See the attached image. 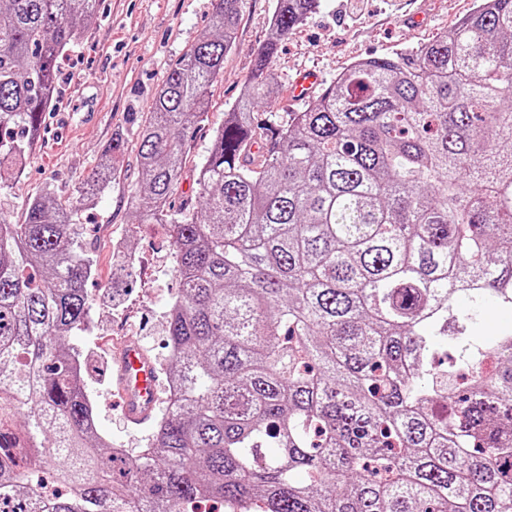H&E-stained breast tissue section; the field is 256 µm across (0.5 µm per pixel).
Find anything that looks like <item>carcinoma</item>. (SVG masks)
Masks as SVG:
<instances>
[{"mask_svg": "<svg viewBox=\"0 0 512 512\" xmlns=\"http://www.w3.org/2000/svg\"><path fill=\"white\" fill-rule=\"evenodd\" d=\"M98 2L0 0V191ZM246 4L220 0L144 120L133 202L168 227L179 288L166 407L139 455L98 433L68 340L91 323L93 273L71 210L46 191L23 223L0 217V512H512V331L473 333L488 306L512 312V0L357 62L274 125L254 112L278 94L272 58L321 6L277 0L199 207L175 211ZM124 153L118 135L76 206ZM51 453L65 493L47 498Z\"/></svg>", "mask_w": 512, "mask_h": 512, "instance_id": "obj_1", "label": "carcinoma"}]
</instances>
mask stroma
<instances>
[{
	"mask_svg": "<svg viewBox=\"0 0 512 512\" xmlns=\"http://www.w3.org/2000/svg\"><path fill=\"white\" fill-rule=\"evenodd\" d=\"M217 0H100L99 19L61 60L60 96L45 115L42 137L34 143L23 175L0 193V213L22 223L25 205L43 190L73 206V223L94 260L96 276L87 285L92 322L76 339L92 351L85 373L97 394L99 433L128 454L147 445L148 428L127 426L116 402L110 365L119 341L143 345L155 362L167 359L165 311L178 281L173 245L163 225L140 223L131 197L141 177L138 149L142 122L167 72L209 29ZM276 0H248L224 72L209 88L206 122L188 141L174 209L193 208L200 168L224 114L239 100L256 54L271 34ZM477 0H322L306 22L281 40L272 69L279 93L270 109L300 112L307 101L290 87L307 71L330 84L356 61L385 56L432 40L473 12ZM122 134V169L95 203L75 209L83 183L97 168L114 134ZM124 240L135 255L132 275L117 278L113 246Z\"/></svg>",
	"mask_w": 512,
	"mask_h": 512,
	"instance_id": "stroma-1",
	"label": "stroma"
}]
</instances>
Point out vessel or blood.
<instances>
[{"label": "vessel or blood", "instance_id": "obj_1", "mask_svg": "<svg viewBox=\"0 0 512 512\" xmlns=\"http://www.w3.org/2000/svg\"><path fill=\"white\" fill-rule=\"evenodd\" d=\"M112 381L122 398L127 424L140 426L149 422L158 407V372L145 347L126 343L112 359Z\"/></svg>", "mask_w": 512, "mask_h": 512}]
</instances>
